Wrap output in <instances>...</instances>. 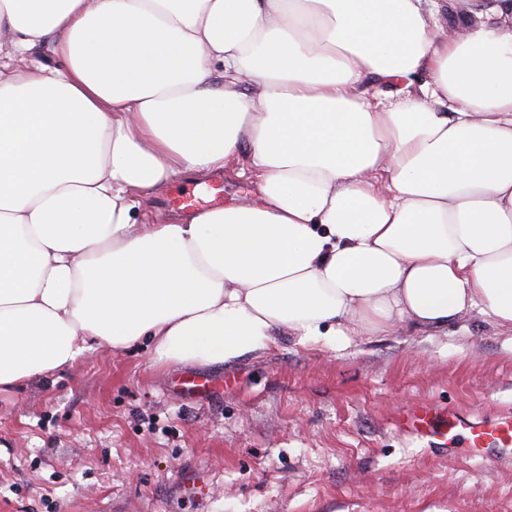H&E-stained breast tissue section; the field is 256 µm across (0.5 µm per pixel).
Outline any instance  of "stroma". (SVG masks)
Segmentation results:
<instances>
[{"mask_svg": "<svg viewBox=\"0 0 512 512\" xmlns=\"http://www.w3.org/2000/svg\"><path fill=\"white\" fill-rule=\"evenodd\" d=\"M253 190L179 176L144 200L163 218L188 195L216 209ZM187 372L211 392L180 390ZM418 402L512 415V333L472 312L335 350L286 337L218 368L98 349L0 392V512H512V463L398 429Z\"/></svg>", "mask_w": 512, "mask_h": 512, "instance_id": "1", "label": "stroma"}]
</instances>
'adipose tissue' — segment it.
<instances>
[{
    "instance_id": "ef3b65f1",
    "label": "adipose tissue",
    "mask_w": 512,
    "mask_h": 512,
    "mask_svg": "<svg viewBox=\"0 0 512 512\" xmlns=\"http://www.w3.org/2000/svg\"><path fill=\"white\" fill-rule=\"evenodd\" d=\"M447 7L0 0V390L98 346L218 366L474 310L512 332V0L454 36ZM242 154L250 199L140 210Z\"/></svg>"
}]
</instances>
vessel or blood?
<instances>
[{
	"label": "vessel or blood",
	"mask_w": 512,
	"mask_h": 512,
	"mask_svg": "<svg viewBox=\"0 0 512 512\" xmlns=\"http://www.w3.org/2000/svg\"><path fill=\"white\" fill-rule=\"evenodd\" d=\"M400 428L421 439L432 441L439 448L464 445L476 455H493L496 459H512V416H503L488 423L473 421L455 412L427 403L403 410L398 418Z\"/></svg>",
	"instance_id": "obj_1"
}]
</instances>
